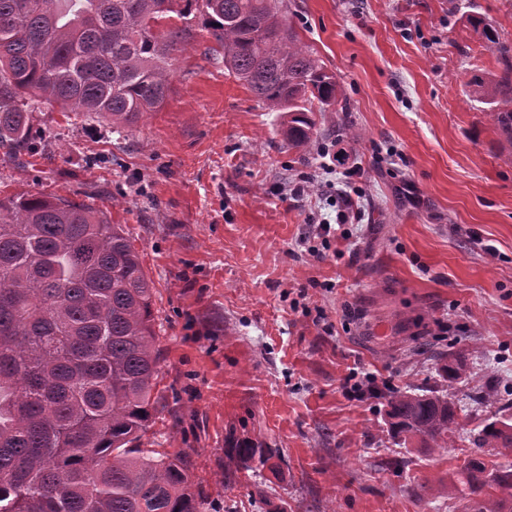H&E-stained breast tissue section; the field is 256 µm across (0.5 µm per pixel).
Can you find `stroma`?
Here are the masks:
<instances>
[{"mask_svg": "<svg viewBox=\"0 0 512 512\" xmlns=\"http://www.w3.org/2000/svg\"><path fill=\"white\" fill-rule=\"evenodd\" d=\"M282 12L346 94L347 111L314 115L323 143L362 167L361 218L323 260L300 238L335 220L342 174L323 172L319 148H289L280 113L213 59L200 26L172 56L163 106L125 138L39 103L33 152H0V197L61 196L123 225L155 288L154 440L192 452L217 512H464L469 434L493 414L475 395L512 415V157L464 89L503 73L512 0H282ZM470 15L496 25L498 46ZM305 177L311 192L283 198ZM451 350L469 384L440 379ZM367 373L379 396L348 397L346 379ZM407 386L453 399L449 447L390 438L384 397ZM230 436L272 449L277 471L224 485ZM395 456L404 467H384Z\"/></svg>", "mask_w": 512, "mask_h": 512, "instance_id": "obj_1", "label": "stroma"}]
</instances>
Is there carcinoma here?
Listing matches in <instances>:
<instances>
[{
  "label": "carcinoma",
  "instance_id": "obj_1",
  "mask_svg": "<svg viewBox=\"0 0 512 512\" xmlns=\"http://www.w3.org/2000/svg\"><path fill=\"white\" fill-rule=\"evenodd\" d=\"M468 22L499 44L491 22ZM197 24L215 59L281 113L292 147L317 139L310 103L347 111L278 0H0V147L16 159L31 150L34 99L119 135L137 125L168 97L169 60ZM466 87L512 144V64ZM161 360L151 281L122 225L63 197H0V512H206L192 455L144 447ZM439 373L451 387L469 370L450 352ZM386 415L393 438L433 451L449 447L457 419L448 395L410 387L387 395ZM470 444L467 510L501 512L482 489H512V466L489 471L484 457H512V423L489 419ZM224 457L226 479L232 463L274 468L246 439Z\"/></svg>",
  "mask_w": 512,
  "mask_h": 512
}]
</instances>
